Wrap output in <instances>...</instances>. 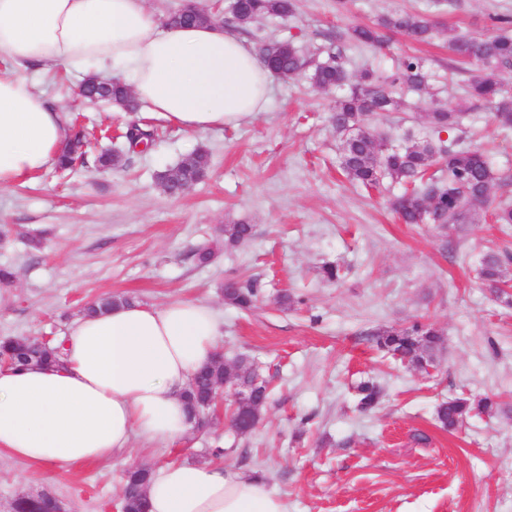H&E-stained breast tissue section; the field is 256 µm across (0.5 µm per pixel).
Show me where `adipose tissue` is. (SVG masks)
I'll list each match as a JSON object with an SVG mask.
<instances>
[{
    "label": "adipose tissue",
    "instance_id": "1",
    "mask_svg": "<svg viewBox=\"0 0 512 512\" xmlns=\"http://www.w3.org/2000/svg\"><path fill=\"white\" fill-rule=\"evenodd\" d=\"M0 190L55 163L70 130L23 69L122 75L138 100L182 130L238 125L266 108L273 79L235 31L171 27L145 0H0ZM207 304L129 303L69 324L57 365L0 369V457L45 471L130 455L131 440L174 444L192 427L185 392L219 351ZM148 512H288L259 476L191 461L161 468Z\"/></svg>",
    "mask_w": 512,
    "mask_h": 512
}]
</instances>
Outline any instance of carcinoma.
<instances>
[{
  "instance_id": "obj_1",
  "label": "carcinoma",
  "mask_w": 512,
  "mask_h": 512,
  "mask_svg": "<svg viewBox=\"0 0 512 512\" xmlns=\"http://www.w3.org/2000/svg\"><path fill=\"white\" fill-rule=\"evenodd\" d=\"M229 12L233 22L247 28L260 18L285 19L293 15L294 0H230ZM215 14L197 9L193 3L171 13L166 23L175 27L195 26L213 21ZM394 31L415 42L429 41L435 32L434 24L425 16L400 11L381 17L373 25H355L350 29V39L358 44L375 46L384 43L385 31ZM450 54L461 64L479 66L464 92L467 98L490 106L496 121L512 127V93L503 86L502 75L512 71V35L508 30L492 36L457 34L448 39ZM260 55L275 61L274 75L281 79L302 76L321 90L341 89L346 93L336 99L331 120L342 138L340 168L353 184L379 189L389 182L404 187L403 193L392 201L394 210L406 224L454 225L460 221L475 220L478 212L492 204L491 189L501 176L478 147L461 150L442 139V134L456 129L464 111L437 102L426 115L422 136L405 137L401 146L384 145V137L372 131L368 120L373 115L400 110L401 102L394 95L400 88L417 95L428 93L429 75L424 61L414 55L405 56L397 70L390 75H378L364 70L351 77L345 66L341 49L328 50L327 57L318 60L305 55L290 43L263 44ZM88 100L115 101L125 108L135 109L133 98L126 86L119 82L103 84L94 77H87L80 84ZM157 136V128L139 122L130 123L124 132V148L135 152L141 145L149 148ZM85 133L75 129L65 143L56 167L66 170L76 159L85 156ZM208 153L195 149L185 154L173 167L158 176L162 189L177 194L202 182L208 173ZM253 237V225L244 222L224 225V243L237 246ZM512 263V255L489 253L480 263L479 275L488 287L495 290L503 304H512V293L501 287L506 282L504 268ZM257 289L251 283L228 280L224 283V298L230 304L251 308ZM441 342L440 333L430 324L416 322L405 328H389L376 334L379 349L399 358L412 368H419L423 361L433 356ZM58 348L39 346L28 340L5 339L0 342V361L12 367L42 364L55 361ZM227 362L215 361L195 378L188 392L192 410L199 412L211 398V387L217 379L229 384H240L252 379L248 362L235 361L237 370H226ZM356 406L361 410L373 408L379 390L370 381L355 388ZM268 387L263 385L258 395L236 407L233 419L241 424L250 417L253 405L264 407ZM496 402L486 396L472 405L468 400L456 398L443 402L437 408V419L442 426L454 429L473 410L488 412ZM152 476L146 468H129L124 475L123 491L126 512H146L145 487ZM13 512H56L58 501L49 494L21 496L12 502Z\"/></svg>"
}]
</instances>
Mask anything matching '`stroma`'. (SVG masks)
<instances>
[{
    "label": "stroma",
    "mask_w": 512,
    "mask_h": 512,
    "mask_svg": "<svg viewBox=\"0 0 512 512\" xmlns=\"http://www.w3.org/2000/svg\"><path fill=\"white\" fill-rule=\"evenodd\" d=\"M293 17L264 19L245 31L249 43L291 41L321 55L336 37L395 11L430 16L427 43L394 35L374 50L345 43L347 68L393 72L404 55L420 56L432 94H404L412 111L374 118L377 132L398 138L419 131L432 99L465 102L476 67L456 64L448 38L494 35L496 17H512V0H295ZM78 78L56 67L35 88L67 119L92 133L93 151L121 146L130 118L120 108L76 96ZM332 92L303 79L273 80L266 110L221 131L188 133L140 109L158 127L155 144L121 157L109 172L92 163L59 173L46 168L0 190V265L13 283L0 286V340L62 339L89 302L124 296L160 305L201 301L224 321L226 361L250 356L271 396L255 429L234 432L230 403L210 429L191 430L182 446L133 438L130 456L79 464L50 482L25 481L27 465L0 460V512L16 497L48 493L63 512H113L124 471L189 460L257 474L288 512H512V308L476 275L482 257L512 252L490 215L441 228L404 224L383 192L352 185L339 169L341 139L330 116ZM458 148L481 147L493 167L512 176V128L476 107L455 134ZM210 174L185 195L165 194L157 174L195 148ZM245 222L252 239L224 244L222 228ZM42 240L33 248L31 237ZM212 243V262L192 252ZM339 266L337 280L324 265ZM255 281L260 299L242 311L224 299L227 280ZM421 321L441 334L434 373L403 366L379 350L374 333ZM373 380L382 396L355 410L352 387ZM496 396L497 409L474 414L454 430L440 427L436 407L454 398Z\"/></svg>",
    "instance_id": "35a3bbf8"
}]
</instances>
